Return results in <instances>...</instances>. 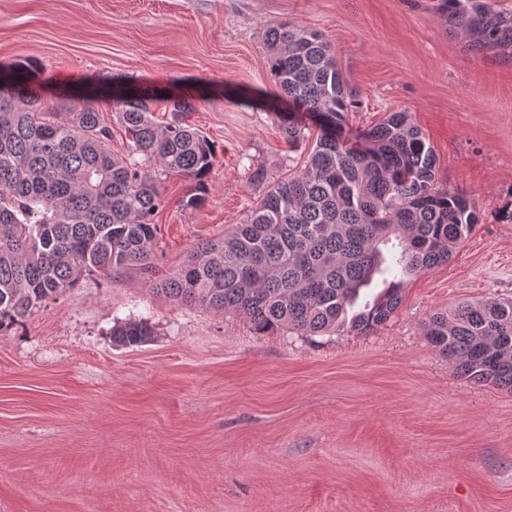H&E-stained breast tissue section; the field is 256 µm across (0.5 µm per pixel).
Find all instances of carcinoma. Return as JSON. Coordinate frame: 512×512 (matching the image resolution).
<instances>
[{"label": "carcinoma", "instance_id": "cac0c4a2", "mask_svg": "<svg viewBox=\"0 0 512 512\" xmlns=\"http://www.w3.org/2000/svg\"><path fill=\"white\" fill-rule=\"evenodd\" d=\"M439 8L477 49L512 46V17L481 0H441ZM268 66L280 96L321 124L301 170L267 183L224 238L197 245L188 261L155 284L166 297L244 315L264 333L305 335L343 326L368 335L398 308L406 277L448 261L479 223L475 204L443 187L437 157L410 113H389L354 137L343 134L360 105L339 69L337 49L319 32L287 22L268 27ZM26 67L0 73V331L75 288L86 274L136 266L152 278L157 182H195L186 207L203 202L215 149L199 130L161 125L156 97L124 82L110 100L131 150L116 155L95 104L45 105L24 92ZM279 133L292 147L307 127L294 114ZM384 288L354 310L360 290ZM426 335L467 378L512 388V301L486 298L431 314ZM152 335L144 322L112 329L128 346Z\"/></svg>", "mask_w": 512, "mask_h": 512}]
</instances>
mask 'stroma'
<instances>
[{"mask_svg": "<svg viewBox=\"0 0 512 512\" xmlns=\"http://www.w3.org/2000/svg\"><path fill=\"white\" fill-rule=\"evenodd\" d=\"M438 0H0V67L30 64L28 96L155 91L158 122L213 143L201 206L163 180L155 275L128 269L0 332V512H512V389L471 382L428 341L435 312L512 298V47L473 50ZM321 32L358 92L347 131L410 112L444 187L480 216L442 266L411 277L367 336L253 330L233 311L179 303L153 281L242 222L295 173L287 103L265 30ZM149 341L121 346L115 323ZM112 336L115 341L122 345L133 346L145 342L148 336H152V330L144 322H127L116 328L113 327Z\"/></svg>", "mask_w": 512, "mask_h": 512, "instance_id": "1", "label": "stroma"}]
</instances>
